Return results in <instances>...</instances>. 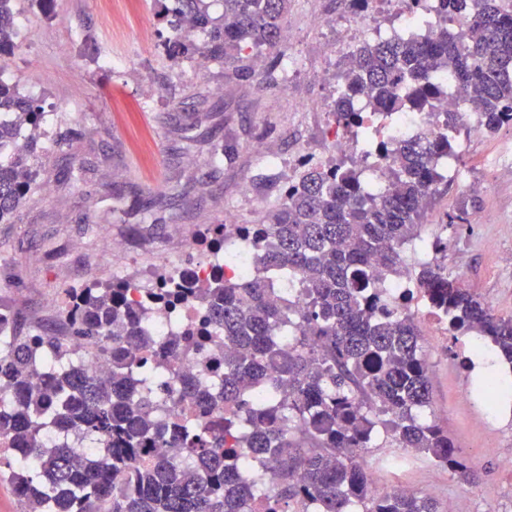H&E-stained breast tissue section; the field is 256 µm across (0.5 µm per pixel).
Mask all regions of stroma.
<instances>
[{
	"mask_svg": "<svg viewBox=\"0 0 512 512\" xmlns=\"http://www.w3.org/2000/svg\"><path fill=\"white\" fill-rule=\"evenodd\" d=\"M169 0H56L50 15L23 8L15 18L17 47L0 60V77L42 99L48 137L38 145L37 187L0 224V303L26 328L58 327L64 291L112 278L113 264L143 280L161 260L201 256L200 233L210 224H253L278 204L288 174L256 153L267 142L285 159L327 152L336 135L331 116L308 111L331 87L316 72L325 65L326 30L306 27V0H292L283 30L294 35L310 64L290 83L291 112L276 88L256 75L235 76L224 63L199 72L165 53L171 37ZM112 67H104L103 58ZM200 124L204 142L182 129ZM76 136L57 141L56 132ZM236 152L225 158L224 141ZM512 154V128L469 143L462 180L449 182L428 205L422 238L448 240L449 271L499 315H512V172L490 173L496 156ZM83 165L82 181L67 171ZM120 255H113V246ZM427 345L431 412L460 455L479 473L458 481L428 457L390 445L365 449L381 483L414 491L433 486L453 512H512V473L499 454L512 453V415L488 409L469 364L470 336L421 328Z\"/></svg>",
	"mask_w": 512,
	"mask_h": 512,
	"instance_id": "1",
	"label": "stroma"
}]
</instances>
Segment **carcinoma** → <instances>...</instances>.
<instances>
[{
    "label": "carcinoma",
    "mask_w": 512,
    "mask_h": 512,
    "mask_svg": "<svg viewBox=\"0 0 512 512\" xmlns=\"http://www.w3.org/2000/svg\"><path fill=\"white\" fill-rule=\"evenodd\" d=\"M18 0H0V57L16 48ZM450 13L476 11L473 34L448 37V14L424 40H378L359 48L336 94V127L362 130L370 154L396 156L382 194L372 195L361 173L327 170L306 160L280 202L257 224H213L202 233L210 250L235 236L254 251L248 279L193 271L178 280L161 274L149 288L113 279L68 288L62 331H24L0 306L11 332L0 339V437L16 441L23 459L0 457V481L12 484L22 512H288L303 501L308 512H440L431 495H377L361 453L386 439L423 452L465 483L473 467L429 414L431 390L423 336L414 315L391 302L384 276L407 275V247L436 185L440 160L455 155L457 113H446L451 135L427 144L419 137L395 144L377 140L367 112H429L451 75L481 110L486 132L512 127V9L499 0H445ZM178 13L207 31L201 46L168 20L170 55L205 54L249 69L242 52L277 51L290 0H224L214 21L203 0H177ZM0 224L33 190L30 160L45 135L44 107L0 79ZM417 290L448 321L454 336L473 333L512 366V315H496L442 262L422 263ZM302 284V306L287 289ZM194 305L204 321L170 341L209 344L224 337L214 368L224 372L218 395L183 381L199 402L195 423L157 419L161 389H138L131 375H156L164 348L145 328L148 310ZM97 345L112 361L99 377L58 359L64 338ZM153 352L146 364L141 352ZM224 416L208 415L212 402ZM64 438L48 447L45 430ZM166 449L149 464V445ZM275 478L266 490L263 463Z\"/></svg>",
    "instance_id": "cac0c4a2"
}]
</instances>
